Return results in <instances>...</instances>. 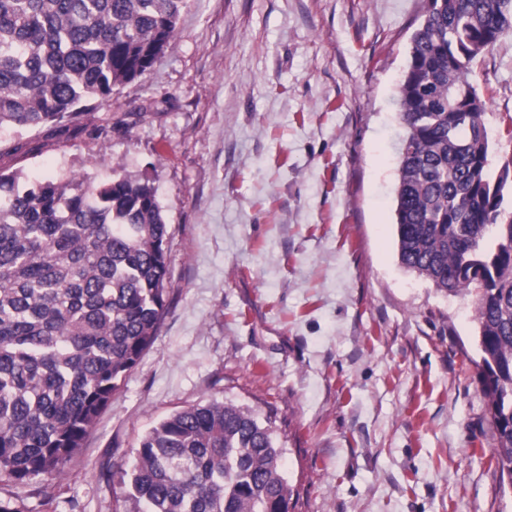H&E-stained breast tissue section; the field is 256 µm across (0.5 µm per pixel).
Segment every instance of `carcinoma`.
I'll return each instance as SVG.
<instances>
[{
	"instance_id": "carcinoma-1",
	"label": "carcinoma",
	"mask_w": 512,
	"mask_h": 512,
	"mask_svg": "<svg viewBox=\"0 0 512 512\" xmlns=\"http://www.w3.org/2000/svg\"><path fill=\"white\" fill-rule=\"evenodd\" d=\"M189 0H0V127H60L149 71ZM512 0H428L399 85L400 264L472 293L480 377L512 487V157L492 163L470 63ZM165 211L148 179L27 182L0 171V481L53 480L83 447L167 312ZM273 430L209 400L139 441L126 512H288Z\"/></svg>"
}]
</instances>
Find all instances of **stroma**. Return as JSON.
I'll list each match as a JSON object with an SVG mask.
<instances>
[{"label":"stroma","instance_id":"35a3bbf8","mask_svg":"<svg viewBox=\"0 0 512 512\" xmlns=\"http://www.w3.org/2000/svg\"><path fill=\"white\" fill-rule=\"evenodd\" d=\"M425 6L190 0L172 49L67 133L0 128V170L149 178L169 232L153 346L66 475L2 481L0 501L126 512L140 438L217 399L271 425L288 512H512L473 297L398 259V86ZM468 78L512 155V33Z\"/></svg>","mask_w":512,"mask_h":512}]
</instances>
